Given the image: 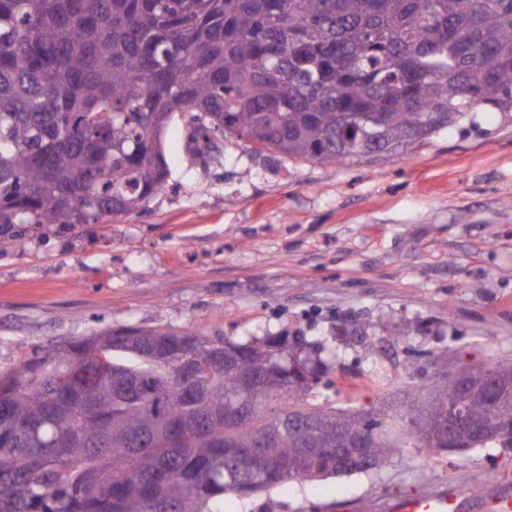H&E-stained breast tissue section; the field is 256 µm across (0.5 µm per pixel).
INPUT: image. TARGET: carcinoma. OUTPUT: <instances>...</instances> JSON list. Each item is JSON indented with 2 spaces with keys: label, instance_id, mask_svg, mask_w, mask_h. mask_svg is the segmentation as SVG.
<instances>
[{
  "label": "carcinoma",
  "instance_id": "obj_1",
  "mask_svg": "<svg viewBox=\"0 0 512 512\" xmlns=\"http://www.w3.org/2000/svg\"><path fill=\"white\" fill-rule=\"evenodd\" d=\"M484 106L512 112V0H0V240L16 226L117 219L167 186L161 134L190 122L209 156L236 137L287 158L347 162L406 149ZM112 372L55 381L84 343L0 372V512H219L224 495L363 471L408 448L488 443L512 402L460 389L512 360L448 369L371 409L319 391L305 341L170 327L93 336ZM229 343L236 352L224 368ZM206 367L194 397L173 378ZM463 412L454 440L448 407ZM288 466L254 473L244 450Z\"/></svg>",
  "mask_w": 512,
  "mask_h": 512
}]
</instances>
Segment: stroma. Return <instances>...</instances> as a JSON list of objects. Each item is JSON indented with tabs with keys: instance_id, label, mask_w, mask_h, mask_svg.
Here are the masks:
<instances>
[{
	"instance_id": "stroma-1",
	"label": "stroma",
	"mask_w": 512,
	"mask_h": 512,
	"mask_svg": "<svg viewBox=\"0 0 512 512\" xmlns=\"http://www.w3.org/2000/svg\"><path fill=\"white\" fill-rule=\"evenodd\" d=\"M168 193L114 221L0 243V369L107 329L168 326L337 348L339 409L449 367L512 359V112L485 110L407 150L307 162L221 142L201 158L176 119ZM373 351H366V344ZM512 447L410 449L380 468L286 482L222 512H321L445 489L473 497Z\"/></svg>"
}]
</instances>
